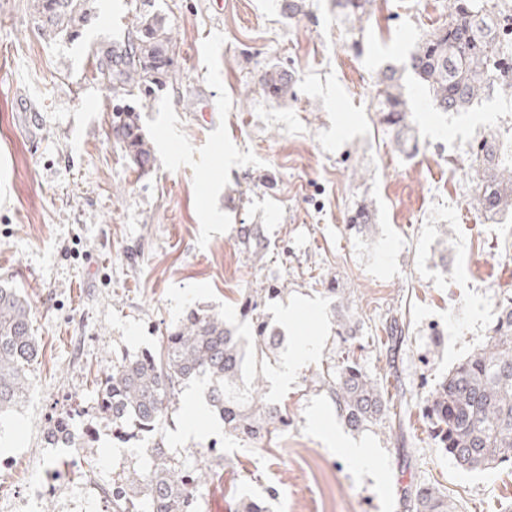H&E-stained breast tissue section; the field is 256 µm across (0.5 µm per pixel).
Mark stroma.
<instances>
[{"mask_svg":"<svg viewBox=\"0 0 512 512\" xmlns=\"http://www.w3.org/2000/svg\"><path fill=\"white\" fill-rule=\"evenodd\" d=\"M114 2L95 0L97 20L59 43L36 30L30 0H0V282L30 300L40 343L28 393L0 417V512H112L102 488L146 452L135 439L113 443L99 380L191 310L237 314L249 290L285 337L258 373L288 428L246 443L209 414L189 435L178 409L162 434L202 477L197 512H236L243 496L273 497V512H408L417 486L456 512H512V466L457 468L422 412L512 297V212L487 218L469 200L472 146L490 133L512 145V93L440 112L403 74L420 141L411 155L396 150L376 104L378 73L402 66L448 0H374L354 24L334 0H301L290 17L282 0H152L172 29L174 67L138 104L155 154L146 172L113 137L112 93L95 78L97 48L126 42L143 0H127L121 17ZM273 65L290 80L281 100L260 83ZM361 207L371 227L355 232L347 218ZM243 224L260 228V255L238 245ZM332 284L364 325L357 355L396 421L348 430L313 382L343 351ZM392 317L405 336L391 364L382 326ZM311 343L314 356L280 381ZM65 410L72 439L55 448ZM329 431L366 447L377 470L338 457Z\"/></svg>","mask_w":512,"mask_h":512,"instance_id":"obj_1","label":"stroma"}]
</instances>
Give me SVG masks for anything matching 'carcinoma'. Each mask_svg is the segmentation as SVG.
I'll list each match as a JSON object with an SVG mask.
<instances>
[{"label":"carcinoma","mask_w":512,"mask_h":512,"mask_svg":"<svg viewBox=\"0 0 512 512\" xmlns=\"http://www.w3.org/2000/svg\"><path fill=\"white\" fill-rule=\"evenodd\" d=\"M35 28L47 40L74 41L94 19L91 0H31ZM375 0H336L346 21H361ZM499 0H448V20L410 51L405 68L416 77L441 112H460L497 88L512 91V33ZM171 28L155 11H143L127 45L97 51L96 80L112 90V132L130 162L145 172L155 160L140 126L135 98L161 85L173 68ZM272 99L288 95V81L276 66L262 75ZM380 121L401 152L417 151L419 139L397 71L378 79ZM470 178L472 207L497 215L512 207V153L501 152L497 138L481 141L473 153ZM238 242L261 253V238L252 224H242ZM338 327L345 344L342 361H331L316 372V383L333 398L344 425L359 430L387 416V401L375 380L355 356L361 331L344 302ZM240 320L250 324V340L236 334L231 317L192 310L169 327L159 345L112 363L98 392L113 436L125 440L127 429L155 437L150 464L134 469L112 484V512H196V501L185 496L187 466L164 446L159 429L177 410L186 381L205 377L208 406L224 422V432L253 441L270 428L287 424L288 413L259 395L260 377L254 362L275 357L283 342L270 325L259 297L250 293L239 307ZM387 355L395 357L404 324L386 325ZM39 352L33 333V310L20 291L0 285V415L12 411L29 387L28 371ZM433 440L465 470L496 468L512 463V299L502 305L486 345L455 364L423 405ZM270 502L239 500L237 512H270ZM409 512H455L448 497L434 488L418 487L408 495Z\"/></svg>","instance_id":"1"}]
</instances>
